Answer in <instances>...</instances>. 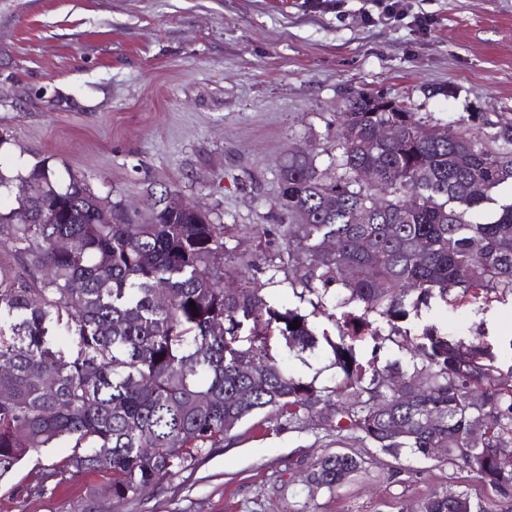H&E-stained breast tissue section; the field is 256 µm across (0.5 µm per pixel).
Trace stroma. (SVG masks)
Segmentation results:
<instances>
[{
    "label": "stroma",
    "mask_w": 512,
    "mask_h": 512,
    "mask_svg": "<svg viewBox=\"0 0 512 512\" xmlns=\"http://www.w3.org/2000/svg\"><path fill=\"white\" fill-rule=\"evenodd\" d=\"M404 4L405 19L371 23L374 0H0V134L11 155L48 159L63 181L84 178L139 223L148 191L176 190L222 225L217 271L240 267L271 302L332 335L334 319L289 286L282 237L250 233L279 221L288 152L326 167L351 91L384 94L428 120L512 116V0ZM419 14L431 18L427 30L414 25ZM432 324L512 365L511 297L438 301L405 326L415 339ZM338 449L319 419L268 409L190 469L119 503L94 473L19 493L31 470L70 453L43 448L0 480V512H417L433 490L481 504L492 496L467 471L377 448L375 465L311 494L309 463Z\"/></svg>",
    "instance_id": "obj_1"
}]
</instances>
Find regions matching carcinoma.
I'll list each match as a JSON object with an SVG mask.
<instances>
[{"label":"carcinoma","instance_id":"obj_1","mask_svg":"<svg viewBox=\"0 0 512 512\" xmlns=\"http://www.w3.org/2000/svg\"><path fill=\"white\" fill-rule=\"evenodd\" d=\"M384 126L387 141L377 138ZM491 126L484 139L463 117L423 122L358 91L345 98L330 165L288 154L276 209L288 219L289 284L312 313L329 297L354 304L391 324L387 340L399 345L408 341L400 323L435 298L512 297V195L495 196L512 186V116ZM15 181L43 209L14 224L15 208H0L10 246L0 260V480L30 452L65 445L68 457L32 470L18 491L42 495L68 473L96 472L124 502L270 408L290 421L316 417L336 442L394 458L441 448L440 462L512 497V371L482 342L430 326L407 367L366 368L340 328L336 341L323 335L330 382L296 376L271 340L290 353L315 349L309 315L270 303L243 278L217 277L209 262L224 247L220 227L180 207L177 191L149 194L151 219L135 224L84 180L58 183L46 158L24 175L0 157V192ZM62 323L70 350L53 341ZM365 464L357 452H325L310 463V489L333 492ZM461 499L432 491L419 512H459Z\"/></svg>","mask_w":512,"mask_h":512}]
</instances>
